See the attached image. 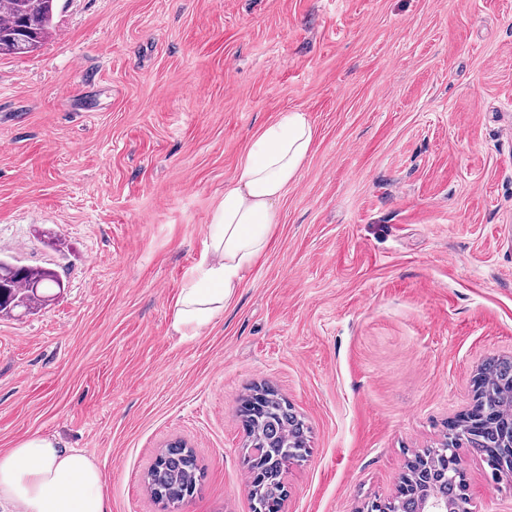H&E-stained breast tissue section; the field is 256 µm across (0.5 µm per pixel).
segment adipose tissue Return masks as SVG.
<instances>
[{
    "label": "adipose tissue",
    "mask_w": 512,
    "mask_h": 512,
    "mask_svg": "<svg viewBox=\"0 0 512 512\" xmlns=\"http://www.w3.org/2000/svg\"><path fill=\"white\" fill-rule=\"evenodd\" d=\"M314 140L304 111L289 110L255 136L236 178L207 218L204 255L182 285L171 329L207 330L267 252L278 207ZM0 512H106V479L94 458L30 436L0 451Z\"/></svg>",
    "instance_id": "1"
}]
</instances>
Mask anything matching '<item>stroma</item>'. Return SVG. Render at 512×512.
Here are the masks:
<instances>
[{"mask_svg":"<svg viewBox=\"0 0 512 512\" xmlns=\"http://www.w3.org/2000/svg\"><path fill=\"white\" fill-rule=\"evenodd\" d=\"M292 109L315 139L270 249L174 334L210 211ZM0 254L65 284L0 317V449L95 457L107 512H252L266 385L308 428L284 512H365L512 357V0H59L0 55ZM175 440L200 475L166 509L146 473ZM462 456L471 512H512Z\"/></svg>","mask_w":512,"mask_h":512,"instance_id":"35a3bbf8","label":"stroma"}]
</instances>
